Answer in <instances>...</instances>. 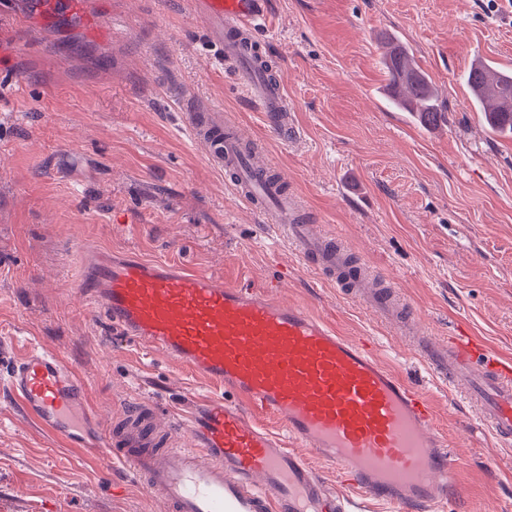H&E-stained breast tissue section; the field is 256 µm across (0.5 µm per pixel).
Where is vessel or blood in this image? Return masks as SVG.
Masks as SVG:
<instances>
[{"instance_id": "b4317fda", "label": "vessel or blood", "mask_w": 512, "mask_h": 512, "mask_svg": "<svg viewBox=\"0 0 512 512\" xmlns=\"http://www.w3.org/2000/svg\"><path fill=\"white\" fill-rule=\"evenodd\" d=\"M190 10L272 133L295 140L282 80L261 76L267 0H190ZM191 130L306 267L406 332L405 301L389 285L373 286L341 238L308 233L302 199L282 189L273 163L247 162L235 120ZM80 291L125 340L183 364L207 387L185 417L170 416L162 428L161 409L147 398L104 416L56 353L32 348L12 364L7 387L28 420L119 471L113 492L144 485L160 512H349L355 497L394 512H443L455 492L454 459L431 400L380 358L373 338L341 335L306 307L249 284L127 253L89 250ZM413 348L433 375L465 385L484 428L512 447V359L469 336L440 346L425 331ZM265 416L278 431L260 425ZM315 458L340 488L312 466Z\"/></svg>"}]
</instances>
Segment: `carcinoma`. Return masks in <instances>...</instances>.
Here are the masks:
<instances>
[{"label": "carcinoma", "mask_w": 512, "mask_h": 512, "mask_svg": "<svg viewBox=\"0 0 512 512\" xmlns=\"http://www.w3.org/2000/svg\"><path fill=\"white\" fill-rule=\"evenodd\" d=\"M382 65L393 103L404 112L416 114L425 125H438L446 104L439 100L428 75L412 66L406 47L397 42L387 44ZM463 81L477 102L484 105L490 125L512 133V72L479 61L465 72Z\"/></svg>", "instance_id": "obj_1"}]
</instances>
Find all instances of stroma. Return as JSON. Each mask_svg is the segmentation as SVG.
Returning a JSON list of instances; mask_svg holds the SVG:
<instances>
[{
  "mask_svg": "<svg viewBox=\"0 0 512 512\" xmlns=\"http://www.w3.org/2000/svg\"><path fill=\"white\" fill-rule=\"evenodd\" d=\"M268 55L299 136L285 144L239 95L187 0H54L0 16V382L29 344L53 350L102 409L148 396L168 412L202 386L164 354L120 340L78 286L81 241L263 287L370 336L431 398L458 462L444 512H512V447L462 388L429 375L408 337L318 276L213 168L193 112L231 114L299 195L390 279L421 326L512 356V135L494 132L462 76L512 65V0H268ZM406 44L448 105L436 127L386 103L388 38ZM0 390V512H157L149 491L109 492Z\"/></svg>",
  "mask_w": 512,
  "mask_h": 512,
  "instance_id": "stroma-1",
  "label": "stroma"
}]
</instances>
